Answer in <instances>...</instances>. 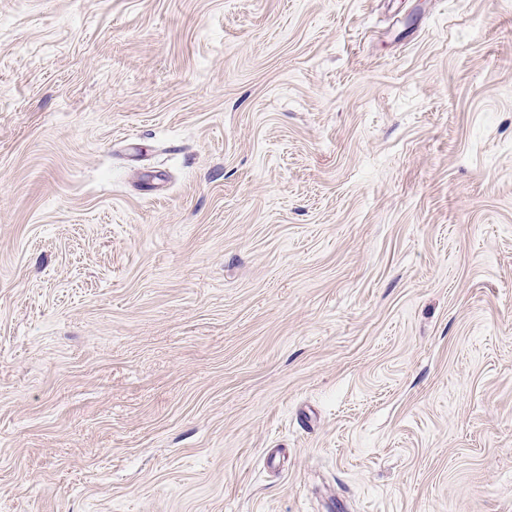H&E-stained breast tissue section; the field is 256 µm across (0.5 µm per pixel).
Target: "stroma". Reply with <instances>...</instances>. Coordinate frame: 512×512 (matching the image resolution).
Here are the masks:
<instances>
[{
  "instance_id": "1",
  "label": "stroma",
  "mask_w": 512,
  "mask_h": 512,
  "mask_svg": "<svg viewBox=\"0 0 512 512\" xmlns=\"http://www.w3.org/2000/svg\"><path fill=\"white\" fill-rule=\"evenodd\" d=\"M0 512H512V0H0Z\"/></svg>"
}]
</instances>
